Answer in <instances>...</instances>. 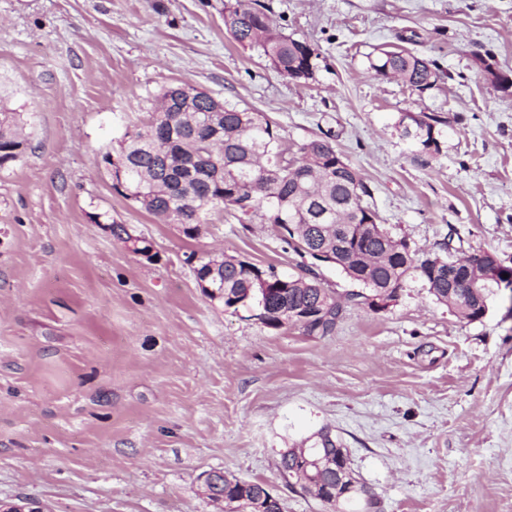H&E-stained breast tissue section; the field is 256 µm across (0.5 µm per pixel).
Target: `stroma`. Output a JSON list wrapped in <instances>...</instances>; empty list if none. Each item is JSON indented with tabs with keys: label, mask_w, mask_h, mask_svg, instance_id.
I'll return each instance as SVG.
<instances>
[{
	"label": "stroma",
	"mask_w": 512,
	"mask_h": 512,
	"mask_svg": "<svg viewBox=\"0 0 512 512\" xmlns=\"http://www.w3.org/2000/svg\"><path fill=\"white\" fill-rule=\"evenodd\" d=\"M228 2L0 0V100L28 138L0 170V503L216 512L200 477L223 470L282 512H328L278 469L327 430L380 512H512L511 298L469 322L416 277L329 335L270 327L210 300L196 267L225 254L310 266L341 296L358 285L231 209L187 237L116 192L103 161L164 88L192 85L268 115L288 149L333 132L411 250L449 236L512 266V90L480 71L488 58L512 77V0H259L317 50L301 83L230 37ZM391 47L437 61L436 86L373 76ZM404 112L443 118L439 154L402 137Z\"/></svg>",
	"instance_id": "35a3bbf8"
}]
</instances>
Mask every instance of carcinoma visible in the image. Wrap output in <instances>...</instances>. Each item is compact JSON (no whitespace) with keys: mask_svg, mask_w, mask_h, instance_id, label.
<instances>
[{"mask_svg":"<svg viewBox=\"0 0 512 512\" xmlns=\"http://www.w3.org/2000/svg\"><path fill=\"white\" fill-rule=\"evenodd\" d=\"M224 27L239 44L258 49L278 73L292 77L314 67L315 49L307 42L285 35L264 11L235 0L224 9ZM378 77L396 78L411 90L423 92L440 78V66L409 50H386L370 64ZM179 88L168 87L154 100L149 119L124 135L119 150L104 156L112 169L114 189L153 216L183 226L193 238L199 225L208 223L213 209L232 208L244 215H257L288 235L287 243L301 254H311L326 241V228L336 225L338 267L364 288L362 292L336 295L321 286L313 269L305 267L296 276H281L274 269L263 271L246 261L228 257L224 271L210 274L211 261L195 268L199 281L210 286L206 294L227 309L255 304L265 314L263 322L273 328L282 319L300 326L309 336L332 333L350 304L373 307L370 296L394 301L406 281L420 277L429 293L469 322L485 316L496 280L493 253H474L478 273L471 288H448L466 266L446 256L448 244L438 253L410 251L378 223L377 212L366 201L371 196L358 170L336 150L334 136L327 132L289 154L282 147L276 127L263 112H253L223 103L222 118L212 119L214 101L207 97L180 99ZM437 115L416 116L404 112L398 120L402 136L415 142L421 152H440ZM21 113L0 107V169L9 167L26 149ZM117 238L132 244L135 253L147 255L150 246L127 235L120 224L112 225ZM320 466L302 468L299 458L284 453L281 473H303L319 487V500L340 512L341 505L355 497L340 483L349 456L330 432L322 434L306 451ZM223 497L230 512H247L262 501L264 512H282L279 500L267 487L232 474L218 475L211 485Z\"/></svg>","mask_w":512,"mask_h":512,"instance_id":"1","label":"carcinoma"}]
</instances>
